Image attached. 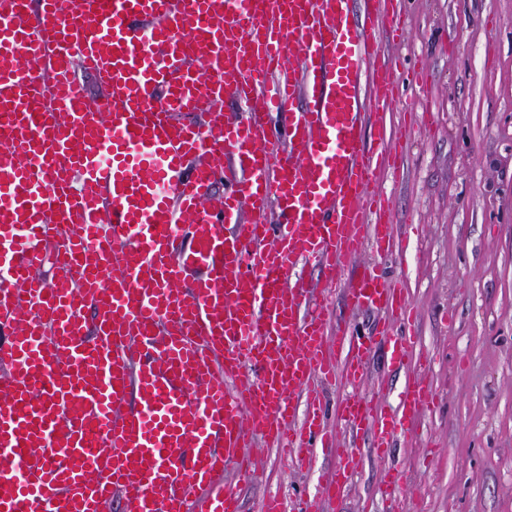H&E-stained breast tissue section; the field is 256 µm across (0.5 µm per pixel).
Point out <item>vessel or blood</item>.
Instances as JSON below:
<instances>
[{
    "label": "vessel or blood",
    "instance_id": "b4317fda",
    "mask_svg": "<svg viewBox=\"0 0 512 512\" xmlns=\"http://www.w3.org/2000/svg\"><path fill=\"white\" fill-rule=\"evenodd\" d=\"M404 32L394 0H0V512H244L260 440L332 448L300 512L349 493L311 385L365 379L369 346L337 326L330 360L303 269L333 284L363 243L394 249L377 174L411 131L377 158L363 130L424 80L383 50ZM346 294L406 367L403 289L372 265ZM434 403L417 370L336 419L382 458Z\"/></svg>",
    "mask_w": 512,
    "mask_h": 512
}]
</instances>
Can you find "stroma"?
Masks as SVG:
<instances>
[{"instance_id":"obj_1","label":"stroma","mask_w":512,"mask_h":512,"mask_svg":"<svg viewBox=\"0 0 512 512\" xmlns=\"http://www.w3.org/2000/svg\"><path fill=\"white\" fill-rule=\"evenodd\" d=\"M403 6L395 51L429 72L428 87L405 88L391 111L373 114L367 134L416 126L403 173L384 183L405 252L385 268L416 309L439 405L386 462L358 441L351 490L328 512H512V0ZM328 294L332 317L375 339L362 392L395 405L403 375L383 338L387 317L350 309L342 287ZM252 455L261 477L240 486L245 512H259L269 493L298 512V496H315L337 463L323 448L305 466L264 446ZM387 466L401 473L391 502L379 495Z\"/></svg>"}]
</instances>
